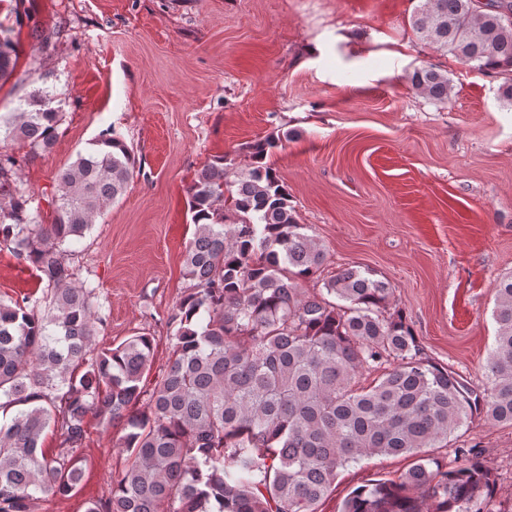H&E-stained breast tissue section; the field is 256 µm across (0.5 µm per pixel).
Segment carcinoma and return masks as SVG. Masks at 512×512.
Here are the masks:
<instances>
[{"instance_id": "cac0c4a2", "label": "carcinoma", "mask_w": 512, "mask_h": 512, "mask_svg": "<svg viewBox=\"0 0 512 512\" xmlns=\"http://www.w3.org/2000/svg\"><path fill=\"white\" fill-rule=\"evenodd\" d=\"M411 27L442 55L510 76L502 96L512 103V0H426ZM17 58L12 31L0 28V80ZM410 83L437 103L452 90L435 64ZM55 100L44 86L0 113V143L29 147L0 152V249L44 284L40 299L0 300V512H34L40 496L71 493L91 415L121 429L127 465L86 512H316L338 469L379 455L416 461L395 480L355 489L340 512H503L480 451L456 448L443 465L427 449L448 447L478 417L512 424V273L497 288L485 393L423 356L403 313L390 310L389 281L345 267L322 280L323 292L301 293L325 249L267 162L281 138L259 140L234 179V159L222 156L189 187L187 286L166 321L167 368L148 389L152 337L92 348L104 326L96 288L64 248L123 195L132 150L108 129L65 165L49 224L19 185L57 138ZM48 429L55 453L43 447Z\"/></svg>"}]
</instances>
